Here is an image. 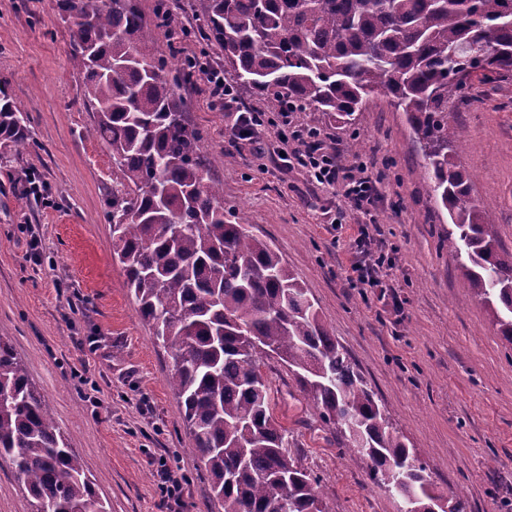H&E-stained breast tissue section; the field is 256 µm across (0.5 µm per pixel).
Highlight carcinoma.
I'll list each match as a JSON object with an SVG mask.
<instances>
[{
  "label": "carcinoma",
  "instance_id": "cac0c4a2",
  "mask_svg": "<svg viewBox=\"0 0 512 512\" xmlns=\"http://www.w3.org/2000/svg\"><path fill=\"white\" fill-rule=\"evenodd\" d=\"M71 25L69 60L83 74L89 134L116 172L106 201L112 255L142 320L173 359L166 380L224 512H327L320 477L289 450L271 410L262 356L288 367L346 453L377 485L404 462L390 492L412 512L459 497L432 490L417 451L326 328L303 283L271 244L224 219V185L204 181L200 135L178 90L186 61L155 53L140 0H58ZM224 74L277 110L283 97L343 123L373 95L403 112L425 161L429 192L448 212V252L492 326L512 345V252L471 196L458 161L464 130L452 104L486 68L464 61L485 41L495 74L512 75V0H195ZM0 140L37 147L29 119L0 82ZM31 512H107L81 458L57 430L40 390L0 336V461Z\"/></svg>",
  "mask_w": 512,
  "mask_h": 512
}]
</instances>
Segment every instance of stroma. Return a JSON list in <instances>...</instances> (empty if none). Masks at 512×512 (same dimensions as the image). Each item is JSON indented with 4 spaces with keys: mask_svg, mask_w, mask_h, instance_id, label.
<instances>
[{
    "mask_svg": "<svg viewBox=\"0 0 512 512\" xmlns=\"http://www.w3.org/2000/svg\"><path fill=\"white\" fill-rule=\"evenodd\" d=\"M157 2L140 0L157 55L205 50L223 63L219 45L196 35L203 21L192 0H165L190 32L184 39L157 27ZM69 43L57 0H0V81L27 112L37 143L25 152L0 143V335L13 343L110 512H171L156 476L162 459L188 480L172 512H224L188 452L165 381L171 360L112 257L103 213L112 157L87 133L92 113ZM180 93L202 135L207 175L224 185L226 218L245 215L252 233L287 261L437 489L461 493L464 512H512V345L448 252V214L429 194L405 114L376 96L351 126L312 110L297 115L321 129L343 161L361 157L381 178L374 216L394 250L396 285L395 297L383 298L346 279L364 216L348 213L343 228H331L341 197L280 167L273 128L255 143L237 142L238 112L212 106L205 77ZM453 112L466 130L458 153L473 176L472 195L490 203V221L512 251V76L470 80ZM228 153L234 165H225ZM264 372L273 413L292 453L321 478L328 512H401V499L345 455L341 436L324 426L287 368L271 358Z\"/></svg>",
    "mask_w": 512,
    "mask_h": 512,
    "instance_id": "35a3bbf8",
    "label": "stroma"
}]
</instances>
